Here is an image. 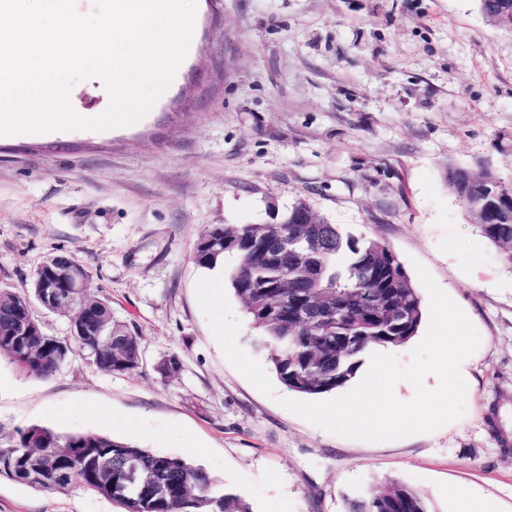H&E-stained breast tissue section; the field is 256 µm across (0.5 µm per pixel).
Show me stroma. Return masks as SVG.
Segmentation results:
<instances>
[{
  "label": "stroma",
  "mask_w": 512,
  "mask_h": 512,
  "mask_svg": "<svg viewBox=\"0 0 512 512\" xmlns=\"http://www.w3.org/2000/svg\"><path fill=\"white\" fill-rule=\"evenodd\" d=\"M68 99L91 118L110 95L90 77ZM480 161L512 181V29L478 0H196L187 53L142 120L0 134V288L30 293L48 257L73 256L142 352L132 375L77 349L48 378L0 358V438L38 425L124 439L203 468L251 512H348L392 479L430 512H456V490L512 512V267L445 179ZM301 198L343 235L387 243L414 287L424 265L466 314L480 344L461 418L366 442L296 416L231 290L237 344L273 395L227 360L196 299L198 238ZM172 354L180 369L162 376ZM0 512L117 508L2 474Z\"/></svg>",
  "instance_id": "1"
}]
</instances>
